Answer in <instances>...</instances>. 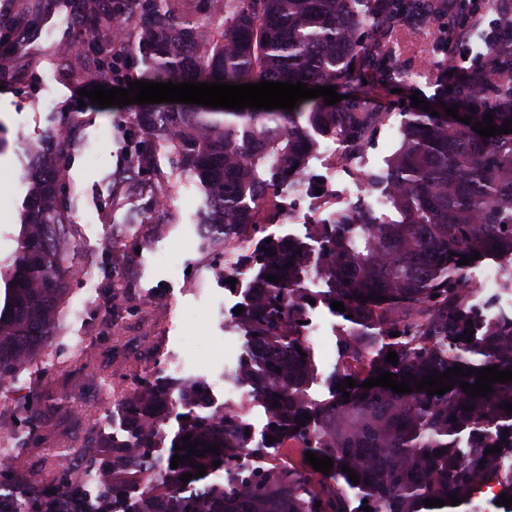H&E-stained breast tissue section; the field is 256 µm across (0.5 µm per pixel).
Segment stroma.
<instances>
[{
    "label": "stroma",
    "mask_w": 512,
    "mask_h": 512,
    "mask_svg": "<svg viewBox=\"0 0 512 512\" xmlns=\"http://www.w3.org/2000/svg\"><path fill=\"white\" fill-rule=\"evenodd\" d=\"M71 0H56L37 30L19 50L35 61L34 69L0 85V122L7 128L9 147L0 153V261L9 260L17 246L23 201L28 191L23 155L58 132L62 115L80 112L82 122L71 135L66 186L76 198L70 226L74 267L68 303L53 336L40 354L21 366L10 386L0 388V455L22 461L21 469L0 474V494L12 484L43 485L49 469L64 472L67 455L78 448L87 456L110 455L113 440L125 439L130 427L123 403L138 395L139 377H150L166 395L155 403L153 416L160 429L153 456L168 462L182 420L173 409L184 385L203 381L215 402L224 390L216 379L228 366L239 365L243 333L225 312L233 298L211 257L216 241L200 232L204 197L198 185L175 170L167 151L156 150L153 172L164 183L161 198L146 197L128 208L126 194L112 180L127 164L123 135L134 105L102 108L79 104V88L58 75L56 46L69 42ZM490 18H483L480 38L466 37L463 55L448 58L440 49L443 23L398 24L393 51L394 78L384 82L355 80L343 94L385 113L369 144L336 168V187L362 204L375 198L367 179L384 176L402 144L401 128L411 111V94L433 105L449 76L465 72L485 58ZM270 210V233L294 235L302 243L315 239V227L337 212L329 200L303 208L289 219V203L277 192ZM120 232L116 248L103 249L101 238ZM97 284L87 295L86 277ZM159 306L150 314L147 302ZM321 313L326 334L312 350L314 373L306 385L310 406H321L333 395L332 377L340 367L336 318L330 307Z\"/></svg>",
    "instance_id": "obj_1"
}]
</instances>
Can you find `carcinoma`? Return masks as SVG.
Masks as SVG:
<instances>
[{
  "label": "carcinoma",
  "mask_w": 512,
  "mask_h": 512,
  "mask_svg": "<svg viewBox=\"0 0 512 512\" xmlns=\"http://www.w3.org/2000/svg\"><path fill=\"white\" fill-rule=\"evenodd\" d=\"M16 11L0 15V47L10 56L35 27L53 0H15ZM80 49H68L63 77L76 84L92 80H136L247 84L262 80L343 85L371 67L380 81L394 70L390 50L397 23L418 22L441 7V0H378L369 19L353 10V0H73ZM441 40L453 55L459 31L496 13L488 55L465 76L441 86L438 115L410 112L402 145L390 161L382 193L399 211L396 223H384L362 207L336 213L320 227L323 261L318 274L328 288L325 299L344 304L353 326L345 348L356 367L339 371L341 392L312 410L304 386L313 373L301 340L307 294L297 266L289 265L301 245L261 241L271 255L257 250L244 262L258 266L256 298L239 322L263 349L261 367L249 360L239 374L253 396L268 405L267 432L278 441L293 439L306 451L333 460L328 474L310 463L301 467L271 464L241 473L233 462L251 452L248 426L234 410L186 417L181 435L199 448L219 445V455L204 454L206 471L231 472L230 483L203 489L197 496L179 492L189 463L166 466L150 483L142 501L124 512H347L339 480L349 481L347 466L359 478L370 512H482L477 491L493 483L512 496V473L495 467V445L512 443V380L492 384L493 392L476 398L460 384L475 375L455 377L444 395L427 390L400 394L362 384L388 371L398 381H420L456 365L463 370L496 366L512 370V318L483 323L469 305L470 266L462 257L506 255L512 258V133L489 138L473 130L493 115V124L512 122V0H463ZM468 108L448 115L442 104ZM384 113L369 112L358 101L325 105L307 99L285 112L228 110L196 104L168 103L135 112L128 168L132 182L152 171L154 148L166 143L177 168L202 186L208 210L203 223L245 231L256 239L266 232L260 205L275 188L304 175L310 130L345 138L347 155L363 149ZM78 112L64 117L65 134L49 138L28 152L26 179L31 194L22 215L17 249L0 265L5 303L0 308V381L9 380L37 356L38 347L64 309L72 277L67 249L57 243L70 223L74 199L64 190L62 173L71 130ZM273 274L279 282H269ZM380 296L375 302L370 296ZM472 331L467 338L464 331ZM392 337L397 365L372 356L374 337ZM281 371H275V368ZM356 386H345L346 379ZM143 394L124 409L135 442L112 441L109 469L100 491L115 500L123 484L111 472L132 466L129 452L145 457L154 447L155 424L147 398L163 393L151 381L139 382ZM349 401H344V392ZM307 414L306 420L302 414ZM299 430L289 432V426ZM468 432L469 447L457 448ZM485 464H480L481 460ZM460 498L458 506L449 496ZM442 499V507L423 501ZM320 507H315V504Z\"/></svg>",
  "instance_id": "cac0c4a2"
}]
</instances>
